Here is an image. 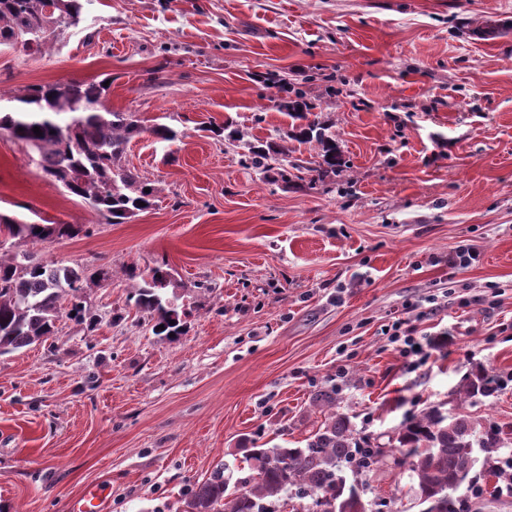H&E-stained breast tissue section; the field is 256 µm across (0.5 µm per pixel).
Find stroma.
I'll use <instances>...</instances> for the list:
<instances>
[{"label": "stroma", "instance_id": "stroma-1", "mask_svg": "<svg viewBox=\"0 0 512 512\" xmlns=\"http://www.w3.org/2000/svg\"><path fill=\"white\" fill-rule=\"evenodd\" d=\"M104 78L112 110L180 133L128 145L124 167L156 195L126 223L0 130V210L87 227L0 258L85 270L98 315L0 355V512H68L90 484L107 512H181L244 445H303L326 389L374 444L430 405L512 425V0H92L50 52L0 48L7 91ZM299 96L334 126L343 172L287 185L206 129L280 136L289 160L315 161L284 137ZM461 244L479 259L450 267ZM162 263L174 337L131 298L130 272ZM398 319L447 345L411 364L385 335ZM478 367L500 392L458 405ZM473 477L484 494L461 488L458 512H512L503 477ZM364 481L385 512H420L406 468Z\"/></svg>", "mask_w": 512, "mask_h": 512}]
</instances>
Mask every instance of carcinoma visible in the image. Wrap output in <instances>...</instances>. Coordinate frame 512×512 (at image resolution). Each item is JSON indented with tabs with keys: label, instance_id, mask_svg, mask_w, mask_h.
<instances>
[{
	"label": "carcinoma",
	"instance_id": "cac0c4a2",
	"mask_svg": "<svg viewBox=\"0 0 512 512\" xmlns=\"http://www.w3.org/2000/svg\"><path fill=\"white\" fill-rule=\"evenodd\" d=\"M0 0V46L27 54L44 53L53 42L39 35L51 24L62 34L82 20L91 0ZM108 87L101 81L72 80L65 86L31 85L2 94L13 106L0 116V129L38 153L43 176L104 218L123 224L152 207L154 192L122 165L132 139L150 132L158 141L172 143L178 132L166 125L147 129L134 112H118L106 104ZM311 107L290 113L300 121L285 136L313 145L320 158L317 172L336 170L341 155L336 133L310 116ZM40 128L38 136L33 128ZM251 165L276 171L282 181L301 178L304 166L286 160L283 149L268 145L251 147ZM0 227L8 238L20 242L74 237L77 224H37L0 212ZM83 271L42 262L24 253L19 259L0 260V354L10 353L57 334L63 315L94 318L82 302ZM172 273L166 264L151 270L148 278L133 286L135 307L155 320L156 335L182 330L177 297L168 296ZM164 329H159V326ZM499 380L479 369L464 377L456 395L459 402L487 398L499 392ZM313 404L324 421L300 447L274 445L246 449L249 474L235 483L230 479L206 480L191 491L182 512H353L363 499L365 484L359 475L383 466L389 457L383 448H370L358 437L351 417L336 410V392L319 394ZM396 465L408 466L416 483L415 493L425 505L422 512H445L448 493L471 482L481 466L495 474L502 464V450L512 447V430L485 425L458 413L450 418L437 407H428L408 419L396 432ZM352 479H347L345 469Z\"/></svg>",
	"mask_w": 512,
	"mask_h": 512
}]
</instances>
